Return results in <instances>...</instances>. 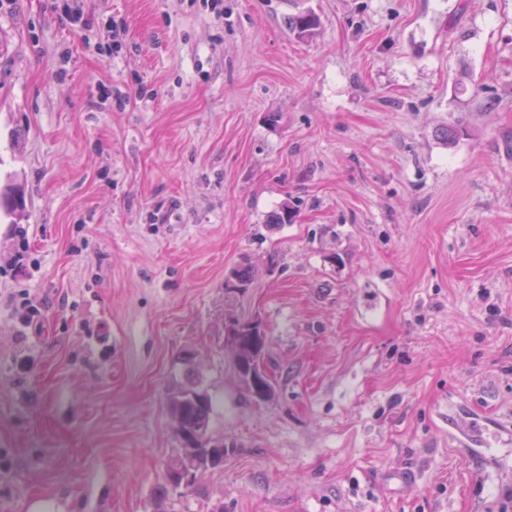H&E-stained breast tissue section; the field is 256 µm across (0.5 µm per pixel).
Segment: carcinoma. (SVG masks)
<instances>
[{"instance_id":"obj_1","label":"carcinoma","mask_w":512,"mask_h":512,"mask_svg":"<svg viewBox=\"0 0 512 512\" xmlns=\"http://www.w3.org/2000/svg\"><path fill=\"white\" fill-rule=\"evenodd\" d=\"M316 25V19L311 14H299L288 20V28L304 34L311 31ZM265 347V341L245 339L243 350L240 354V362L247 364L254 357V353H260ZM202 390L204 394L196 398H187L175 403L170 410L172 421L175 424L176 434L181 440L187 443H193L202 440L211 435L212 419L216 407V399L207 391L204 380L201 375L190 372L186 375L184 381L180 383L178 391L185 392L191 390ZM206 456L209 459L211 467L220 468L224 465V442L209 441L206 443ZM184 461L180 457H175L166 468L162 485L157 491L154 504L161 507L168 500L175 498H184L188 496L193 489L189 484L181 486L178 480L180 474L178 470L183 467Z\"/></svg>"}]
</instances>
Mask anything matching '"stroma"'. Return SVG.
Here are the masks:
<instances>
[{"label": "stroma", "instance_id": "1", "mask_svg": "<svg viewBox=\"0 0 512 512\" xmlns=\"http://www.w3.org/2000/svg\"><path fill=\"white\" fill-rule=\"evenodd\" d=\"M223 11L0 0V512H154L186 357L226 453L165 512H512V0ZM229 312L230 313H228L226 315L225 322H224V335H225L224 343L228 348L232 349L234 356H237V354L242 349V345H243L244 348L240 354V362L243 364H249L250 360L253 359V357H254L253 352L262 353V351L265 347L264 340L249 339L248 336H253V335H248V334H250V326L257 329L260 332V334H263V332H264L263 325H262L261 321H259L257 319L252 320L250 323V321H243V320L239 319L231 310ZM234 316L241 323L243 336H246L243 344H242L240 336H238L240 329H239V325L237 324V319ZM234 367L236 368V372H237L239 378L242 379L243 382H246V383H243L244 384L243 387L249 395H251L255 398H258L266 391H268V392L271 391V383H270L269 378L266 379L267 371H266L265 365L260 356L254 357V360L249 364V366L247 368L240 367L237 364H236V366L234 365ZM257 379H259V380H257ZM255 380H257V381H255ZM247 382H249V383H247Z\"/></svg>", "mask_w": 512, "mask_h": 512}]
</instances>
